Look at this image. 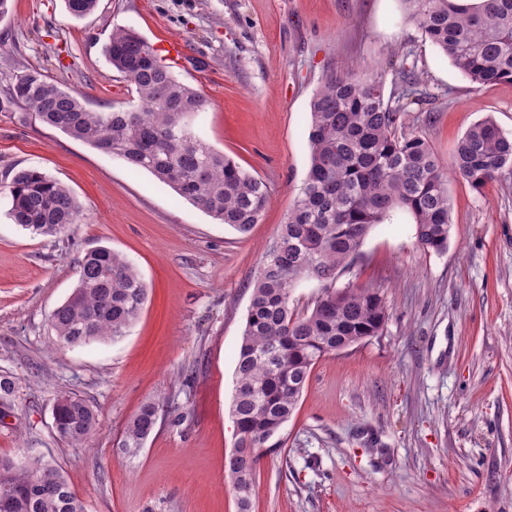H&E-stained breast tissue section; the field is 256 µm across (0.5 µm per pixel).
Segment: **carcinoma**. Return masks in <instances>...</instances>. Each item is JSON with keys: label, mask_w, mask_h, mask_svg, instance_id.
Returning a JSON list of instances; mask_svg holds the SVG:
<instances>
[{"label": "carcinoma", "mask_w": 512, "mask_h": 512, "mask_svg": "<svg viewBox=\"0 0 512 512\" xmlns=\"http://www.w3.org/2000/svg\"><path fill=\"white\" fill-rule=\"evenodd\" d=\"M98 0H64L82 18ZM439 52L479 85L512 83V0H399ZM112 67L132 86L129 111L95 112L83 92L65 89L36 69L19 66L9 102L41 124L145 171L214 220L240 234L258 223L269 192L200 138L188 123L205 109L200 92L163 65L136 30L119 26L105 48ZM381 71L332 73L310 101L309 170L287 221L260 261L252 283L230 405L242 426L234 452L251 466L227 470L233 488L255 486L263 448L291 418L316 363L379 335L388 313L375 288H338L339 267L370 232L396 212L409 216L418 244L448 248L451 227L448 171L480 190L512 176V138L492 116L457 141L446 166L420 134L405 130L402 90L385 97ZM10 216L36 235L55 236L82 223L71 191L34 167L12 171L3 185ZM78 283L49 318L60 347L124 336L138 319L148 290L135 267L106 247L77 260ZM305 279L323 283L313 308L296 311L292 292ZM15 383L0 376V408L12 406ZM177 408L144 403L128 420L121 447H143L160 413ZM56 437L88 445L99 425L97 408L77 395H60L52 410ZM0 512H87L59 465L44 456L0 457Z\"/></svg>", "instance_id": "carcinoma-1"}]
</instances>
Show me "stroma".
Masks as SVG:
<instances>
[{"instance_id":"35a3bbf8","label":"stroma","mask_w":512,"mask_h":512,"mask_svg":"<svg viewBox=\"0 0 512 512\" xmlns=\"http://www.w3.org/2000/svg\"><path fill=\"white\" fill-rule=\"evenodd\" d=\"M186 47L175 75L199 90L194 131L262 178L269 199L240 235L146 172L5 104L16 65L82 91L97 112L134 94L103 47L113 27ZM381 70L386 93L413 69L421 95L403 121L443 162L476 121L512 136V84L472 83L397 0H98L82 18L63 0H11L0 19V183L35 167L66 184L84 221L41 236L0 193V376L16 384L0 456L43 455L88 512H237L225 470L236 428L235 366L261 257L309 169V103L325 77ZM448 248H421L402 214L375 227L337 287L380 289V335L319 361L264 451L253 512H512V178L474 190L450 179ZM104 246L148 287L124 336L53 351L51 312ZM64 393L99 411L91 446L58 441ZM178 410L136 455L119 441L147 400Z\"/></svg>"}]
</instances>
